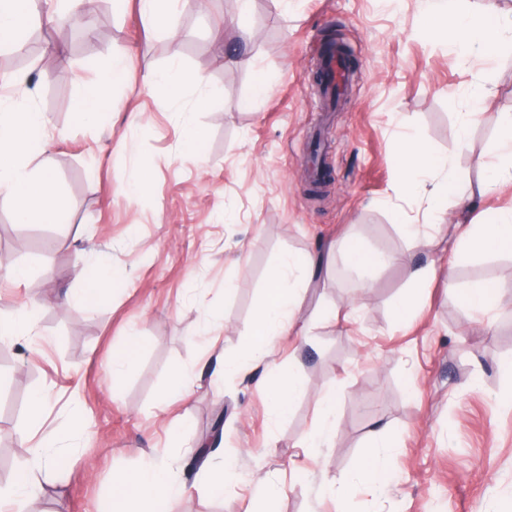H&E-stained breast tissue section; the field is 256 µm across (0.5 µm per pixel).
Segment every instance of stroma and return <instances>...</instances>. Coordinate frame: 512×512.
Returning a JSON list of instances; mask_svg holds the SVG:
<instances>
[{
    "label": "stroma",
    "instance_id": "stroma-1",
    "mask_svg": "<svg viewBox=\"0 0 512 512\" xmlns=\"http://www.w3.org/2000/svg\"><path fill=\"white\" fill-rule=\"evenodd\" d=\"M427 0H179L162 29L141 23L137 0L89 7L93 24L70 48L45 46L0 93L48 118L54 170L70 216L65 224H20L0 205V260L26 266V279L0 276V317L39 305L36 343H0V462L26 467L20 445L31 396L45 392L40 431L55 434L61 475L46 479L21 512H107L113 476L138 468L141 453L169 467L185 490L177 512H244L258 485L277 490V512H335L323 478L354 474L367 446L387 434L384 484L357 488L349 512H512V253L472 251L458 261L457 287L498 285L493 312H471L439 277L415 291L410 267L425 255L401 223L422 216L428 190L399 191L403 132L422 136L472 181L512 113V49L493 59L462 55L426 32ZM337 30L357 67L344 97L326 111L315 82L325 30ZM130 54L125 81L111 87L99 123L78 120L73 102L113 53ZM248 54L257 70L234 65ZM207 77L179 101L147 89V73L171 55ZM269 91L254 94L257 76ZM490 88L472 103L474 86ZM206 107H196L198 95ZM476 108L467 145L459 113ZM138 122H131V115ZM205 135L203 158L185 157L183 123ZM149 171L137 197L120 191ZM356 240L397 261L375 274L346 268L341 245ZM306 292L303 335L277 343L243 372L218 377L212 346L234 352L261 302L270 270L290 255L329 244ZM91 262L122 268L126 282L94 311L60 307L78 295ZM418 292L411 320L392 312ZM217 341L199 339L203 322ZM136 332V360L112 376V354ZM292 369L305 389L287 416L266 385ZM177 369L195 380L188 403L169 397ZM334 389L336 434L309 447ZM87 420L75 425L76 416ZM221 433H214L215 420ZM215 440L234 462L213 494L187 452Z\"/></svg>",
    "mask_w": 512,
    "mask_h": 512
}]
</instances>
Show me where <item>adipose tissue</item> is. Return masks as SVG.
Instances as JSON below:
<instances>
[{
  "label": "adipose tissue",
  "instance_id": "1",
  "mask_svg": "<svg viewBox=\"0 0 512 512\" xmlns=\"http://www.w3.org/2000/svg\"><path fill=\"white\" fill-rule=\"evenodd\" d=\"M428 21L431 32L463 54L474 47L483 50L488 44L500 43L505 30L512 28V19L494 8L476 14H457L453 0H444L436 6ZM128 62V53L115 55L111 67L86 86L74 104V111L81 119L96 120L111 108L105 88L122 75ZM48 144L44 113L0 96V201L11 207L18 222L57 224L64 214L63 198L52 168L30 164L32 158L46 152ZM496 150L497 163L487 168L484 182L476 188L449 159L436 156L425 141L415 136L406 138L397 158L403 189L408 192L416 189L422 177L432 179L423 222L439 223L447 202L466 210L474 206L476 198L492 193L498 184L512 183L511 114L503 118ZM473 248L483 252H511L512 209L494 211L488 222L456 225L448 243L449 251L459 254ZM316 272L317 260L312 255L288 256L272 270L263 300L248 325V341L237 353L224 356L225 372L243 370L250 362L264 357L281 336L292 332L303 310L302 290L311 287ZM80 275L85 283L81 294L75 299L64 296L63 301L68 304L75 300L87 309L93 308L102 294L125 278L123 270L108 264L81 270ZM54 444L50 436L27 444L30 468L8 487H0V499L20 502L39 491L34 475L56 468ZM181 492L164 466L149 461L139 469L115 477L110 509L111 512H173Z\"/></svg>",
  "mask_w": 512,
  "mask_h": 512
}]
</instances>
